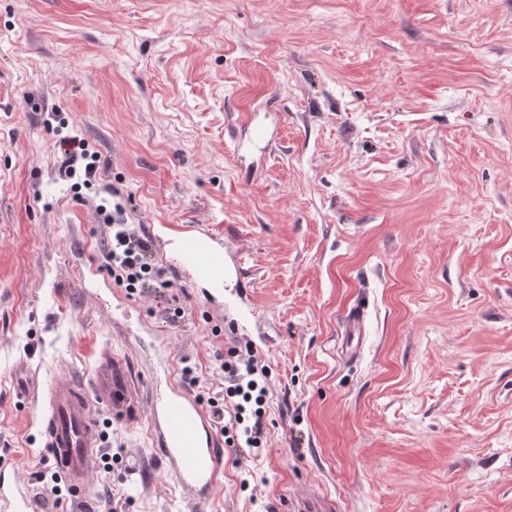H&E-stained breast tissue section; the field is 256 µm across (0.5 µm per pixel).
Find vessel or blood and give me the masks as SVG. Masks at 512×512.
<instances>
[{"instance_id":"1","label":"vessel or blood","mask_w":512,"mask_h":512,"mask_svg":"<svg viewBox=\"0 0 512 512\" xmlns=\"http://www.w3.org/2000/svg\"><path fill=\"white\" fill-rule=\"evenodd\" d=\"M181 253L201 272L213 289L220 288L226 263L224 253L192 231L176 235ZM366 309L351 307L344 318L342 355L354 360L364 333ZM95 397L83 385L72 382L48 390L45 446L54 465L62 472L73 502L86 501V482L91 462L100 452L96 420L97 405H105L115 418L137 416L139 402L123 359L103 353L95 369ZM155 441L173 468L180 484L198 496L209 495L222 466V453L209 434L212 423L199 403L181 388L157 393L150 405ZM335 500L307 490L293 497L291 512H335Z\"/></svg>"}]
</instances>
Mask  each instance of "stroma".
<instances>
[{
  "label": "stroma",
  "mask_w": 512,
  "mask_h": 512,
  "mask_svg": "<svg viewBox=\"0 0 512 512\" xmlns=\"http://www.w3.org/2000/svg\"><path fill=\"white\" fill-rule=\"evenodd\" d=\"M61 131L100 159L78 192ZM103 205L156 236L174 289L114 281ZM173 224L224 249L220 294ZM237 341L266 441L216 436L199 499L147 406L159 378L214 385ZM106 348L142 410L98 411L90 512H289L310 488L336 512H512V0H0V512H70L19 390L91 383ZM365 308L363 305H354L345 315L342 355L346 361H352L358 355L364 333Z\"/></svg>",
  "instance_id": "obj_1"
}]
</instances>
